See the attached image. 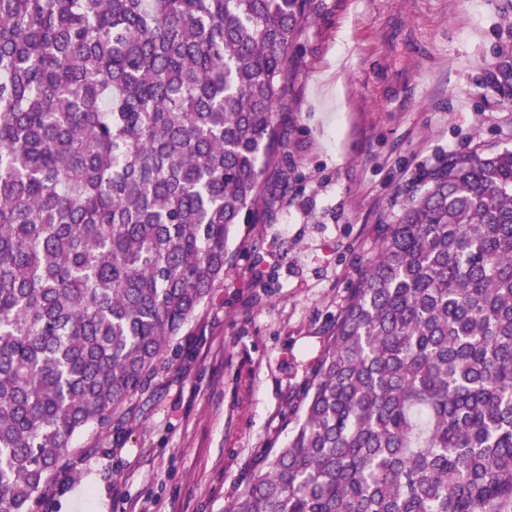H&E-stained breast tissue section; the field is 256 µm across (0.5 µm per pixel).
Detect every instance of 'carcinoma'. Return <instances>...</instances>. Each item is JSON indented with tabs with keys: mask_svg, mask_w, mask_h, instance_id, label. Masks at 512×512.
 Wrapping results in <instances>:
<instances>
[{
	"mask_svg": "<svg viewBox=\"0 0 512 512\" xmlns=\"http://www.w3.org/2000/svg\"><path fill=\"white\" fill-rule=\"evenodd\" d=\"M311 0H0V512L224 276ZM227 512H512V148L407 195Z\"/></svg>",
	"mask_w": 512,
	"mask_h": 512,
	"instance_id": "1",
	"label": "carcinoma"
}]
</instances>
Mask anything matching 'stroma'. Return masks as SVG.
Segmentation results:
<instances>
[{
    "instance_id": "1",
    "label": "stroma",
    "mask_w": 512,
    "mask_h": 512,
    "mask_svg": "<svg viewBox=\"0 0 512 512\" xmlns=\"http://www.w3.org/2000/svg\"><path fill=\"white\" fill-rule=\"evenodd\" d=\"M506 54L512 0H312L276 111L284 146L223 279L111 429L75 436L33 512H225L287 445L405 188L450 154L512 148Z\"/></svg>"
}]
</instances>
